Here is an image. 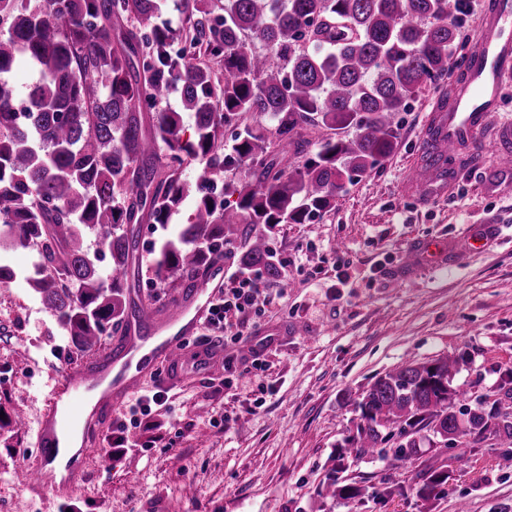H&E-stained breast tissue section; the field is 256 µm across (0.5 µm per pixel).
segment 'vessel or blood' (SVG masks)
I'll return each instance as SVG.
<instances>
[{"label":"vessel or blood","instance_id":"b4317fda","mask_svg":"<svg viewBox=\"0 0 512 512\" xmlns=\"http://www.w3.org/2000/svg\"><path fill=\"white\" fill-rule=\"evenodd\" d=\"M484 17L477 48L471 54L469 83L457 91L449 108L435 112L427 123L428 128L437 129L444 152L456 150L461 141L493 123L498 90L512 77V0H488ZM447 185L448 173L439 166L427 175L413 176L408 192L427 200L444 192ZM447 254V245L438 240L417 243L408 251L410 262L433 265L443 264ZM223 285L224 266L218 263L192 295L181 293L167 302L150 335L124 337L120 354L103 349L90 363L69 373L63 387L55 389V402L39 424L36 456L19 473L31 491L50 493L53 500L63 502L78 492L91 450L84 447L66 455L61 437L75 432L85 439L99 435L113 411L139 390L143 376L155 374L162 363L180 368L186 341L201 330Z\"/></svg>","mask_w":512,"mask_h":512}]
</instances>
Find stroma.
Segmentation results:
<instances>
[{"label":"stroma","instance_id":"1","mask_svg":"<svg viewBox=\"0 0 512 512\" xmlns=\"http://www.w3.org/2000/svg\"><path fill=\"white\" fill-rule=\"evenodd\" d=\"M457 77L449 69L419 94L393 152L329 211L271 236L279 275L252 270L267 300L246 315L243 341L227 343L204 372L187 352L165 403L130 432L139 450L93 454L81 512H457L462 503L512 512L503 465L512 441L488 432L451 446L426 433L408 458L337 461L363 393L409 361L453 358L451 387L466 404L512 411V144L485 131L463 147L445 194L423 203L406 190L425 120ZM463 235L478 248L439 267L403 260L412 243ZM33 259L29 249H0L17 273L0 285V512H61L22 488L17 472L34 454L52 388L85 361L27 283ZM267 331L269 368L258 375L245 343ZM229 359L235 382L224 390ZM431 468L450 479L426 500L417 487ZM333 483L358 493L328 494Z\"/></svg>","mask_w":512,"mask_h":512}]
</instances>
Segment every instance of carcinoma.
<instances>
[{"mask_svg": "<svg viewBox=\"0 0 512 512\" xmlns=\"http://www.w3.org/2000/svg\"><path fill=\"white\" fill-rule=\"evenodd\" d=\"M0 0V74L27 58L40 78L24 105L0 83V247H31L26 275L78 353L139 328L147 305L140 224L167 228L189 198L188 222L153 244L149 272L189 292L240 243L239 264L279 275L267 234L308 224L345 184L389 156L411 101L448 73L468 0ZM177 89L181 110L159 107ZM194 114L185 135L182 113ZM316 149L308 150L311 144ZM424 167L451 165L432 142ZM204 164L223 193L192 196L181 168ZM235 200H230V197ZM96 234L106 277L84 247ZM455 361L408 363L359 402L357 435L340 461L410 455L429 431L443 441L490 432L512 440V412L459 406ZM430 470L417 494L448 483Z\"/></svg>", "mask_w": 512, "mask_h": 512, "instance_id": "carcinoma-1", "label": "carcinoma"}]
</instances>
